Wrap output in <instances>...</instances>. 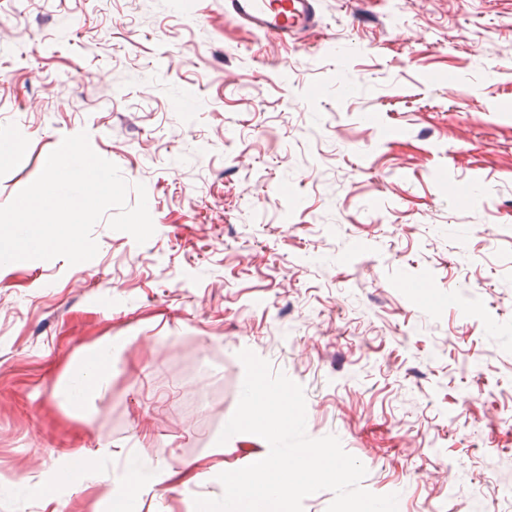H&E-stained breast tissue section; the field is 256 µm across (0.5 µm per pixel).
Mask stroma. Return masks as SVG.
Returning <instances> with one entry per match:
<instances>
[{
	"label": "stroma",
	"instance_id": "35a3bbf8",
	"mask_svg": "<svg viewBox=\"0 0 512 512\" xmlns=\"http://www.w3.org/2000/svg\"><path fill=\"white\" fill-rule=\"evenodd\" d=\"M316 9L282 43L224 0H0V207L84 131L155 226L0 266V512L221 497L269 451L217 442L245 349L398 512H512V0ZM110 337L106 389L61 403Z\"/></svg>",
	"mask_w": 512,
	"mask_h": 512
}]
</instances>
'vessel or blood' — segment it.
I'll list each match as a JSON object with an SVG mask.
<instances>
[{"label":"vessel or blood","instance_id":"obj_1","mask_svg":"<svg viewBox=\"0 0 512 512\" xmlns=\"http://www.w3.org/2000/svg\"><path fill=\"white\" fill-rule=\"evenodd\" d=\"M316 4L317 0H224V11L242 25L285 42L315 26Z\"/></svg>","mask_w":512,"mask_h":512}]
</instances>
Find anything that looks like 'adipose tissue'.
Returning a JSON list of instances; mask_svg holds the SVG:
<instances>
[{"label":"adipose tissue","instance_id":"1","mask_svg":"<svg viewBox=\"0 0 512 512\" xmlns=\"http://www.w3.org/2000/svg\"><path fill=\"white\" fill-rule=\"evenodd\" d=\"M120 345V340L109 339L87 350L59 387V396L77 406L100 395L112 374V351Z\"/></svg>","mask_w":512,"mask_h":512}]
</instances>
